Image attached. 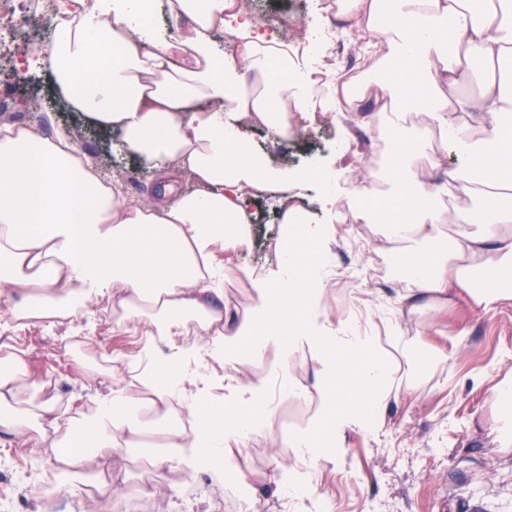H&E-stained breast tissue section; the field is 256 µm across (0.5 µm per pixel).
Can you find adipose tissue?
Returning a JSON list of instances; mask_svg holds the SVG:
<instances>
[{"mask_svg":"<svg viewBox=\"0 0 512 512\" xmlns=\"http://www.w3.org/2000/svg\"><path fill=\"white\" fill-rule=\"evenodd\" d=\"M151 1L165 7L167 26L138 23ZM236 11L237 0H96L41 59L60 97L118 132L120 150L154 174L146 201L101 179L66 132L0 126V300L36 324L74 319L98 294L112 306L113 334L144 324L148 342L168 349L145 368L132 358L126 371L142 390L112 389L87 427L80 395L61 394L24 351L0 342V445L40 443L57 492L95 484L107 510L112 488L95 477L144 446L146 430L160 472L190 448L207 460L231 456L278 436L288 396L321 400L316 426L289 434V447L303 465L332 462L346 431L375 429L390 399L421 380L426 346L407 319L442 311L457 288L483 312L512 301V0H341L340 15L374 44L365 74L380 76L374 112L390 153L391 200L368 208L378 187L366 181L349 207L354 222L375 228L397 271L389 360L374 355L372 319L362 312L320 330L308 321L329 310L333 278L313 264L334 232L309 237L311 210L288 188L309 183L310 171L257 163L250 134L287 137L312 102L306 82L271 78V63H294L253 38L249 23L235 28L232 52L221 50L214 34ZM475 78L479 93L459 95ZM434 131L453 159L432 161L437 180L416 165ZM184 173L196 190L180 187ZM258 199L273 201L289 226L280 250L291 272L253 279V303L236 306L224 275L237 267ZM459 222L465 230L447 233ZM197 336L237 379L234 405L192 392L184 357ZM268 361L287 384L244 380ZM64 406L75 412L66 426Z\"/></svg>","mask_w":512,"mask_h":512,"instance_id":"1","label":"adipose tissue"}]
</instances>
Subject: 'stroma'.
I'll return each mask as SVG.
<instances>
[{"label": "stroma", "mask_w": 512, "mask_h": 512, "mask_svg": "<svg viewBox=\"0 0 512 512\" xmlns=\"http://www.w3.org/2000/svg\"><path fill=\"white\" fill-rule=\"evenodd\" d=\"M54 90L49 73L30 67L22 81L0 91V122L28 124L49 135L60 126L69 129L105 179L135 169L119 149L118 133L98 129L60 102L51 117L30 108L33 95L44 97ZM334 123L315 110L314 136L294 144L285 160L293 168L325 169L334 181L333 192L345 202L359 180L364 151L376 143L368 127L351 122L355 148L339 156ZM299 192L315 211L313 233L335 227L333 255L353 283L352 290L337 289L332 303L337 314H344L349 304L365 308L393 301L392 268H385L379 280L370 279L367 264L352 247L342 211L323 208L314 186ZM252 234L260 249L241 255L240 265L264 275H287L277 250L280 224L273 208L261 209ZM90 306L73 321L28 327L16 323L9 304L0 302V336L26 351L32 366L46 380L60 382L63 391L98 399L112 388V379L83 378L75 356H91L107 369L119 367L143 341L138 333L112 335L105 301L95 299ZM407 328L421 333L434 350L425 378L390 402L375 432L348 431L345 451L332 463L307 468L297 463L286 442L273 445L259 438L249 462L226 457L212 462L206 475L199 471L201 457L191 451L177 468L160 476L151 464L152 449L136 448L125 462L126 474L115 484L120 512H226L238 499L253 497L262 501V512H310L303 499L290 497L289 485L312 481L322 486L328 512H368L374 503L384 512H512V422L499 420L494 406L496 388L512 371V302L482 312L458 295L447 310L414 316ZM189 371L196 391L231 404L224 370L206 351L195 354ZM42 455L37 447L0 450V495L12 498V512H39L46 499L50 512H98V501L90 495L62 498L52 495L49 485L27 478L30 463L40 462ZM477 485L483 492L475 496L471 490Z\"/></svg>", "instance_id": "obj_1"}]
</instances>
